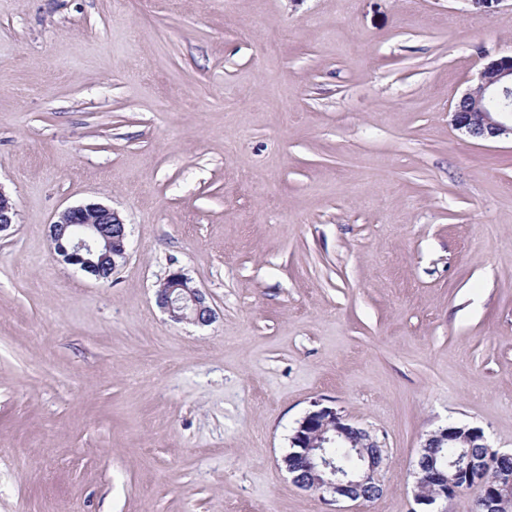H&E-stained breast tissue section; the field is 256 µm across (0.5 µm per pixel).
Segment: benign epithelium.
Here are the masks:
<instances>
[{
  "instance_id": "1",
  "label": "benign epithelium",
  "mask_w": 512,
  "mask_h": 512,
  "mask_svg": "<svg viewBox=\"0 0 512 512\" xmlns=\"http://www.w3.org/2000/svg\"><path fill=\"white\" fill-rule=\"evenodd\" d=\"M512 110V55L489 60L479 72L477 84L463 93L451 113L456 129L480 140L512 136V126L495 114ZM12 199L0 190V233L8 231L16 219ZM49 237L56 259L97 280L107 266L117 268L127 257L128 231L112 208L89 202L63 210L49 225ZM157 305L178 322L200 326L216 319L204 293L192 285L181 270L171 271L156 291ZM472 445L480 442L483 451L468 455L462 466L448 473V461L435 453L448 442ZM327 448H353L360 468L347 473L337 467ZM381 442L366 427L359 426L332 407L311 410L297 422L290 437V452L282 464L295 486L328 495L331 501H368L380 495L377 472L383 464ZM505 453L488 443L479 427L448 426L425 438L414 472L415 504L412 512H445L435 506L458 494L475 489L482 512H512V472L499 469L495 461Z\"/></svg>"
}]
</instances>
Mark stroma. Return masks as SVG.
Wrapping results in <instances>:
<instances>
[{
	"instance_id": "1",
	"label": "stroma",
	"mask_w": 512,
	"mask_h": 512,
	"mask_svg": "<svg viewBox=\"0 0 512 512\" xmlns=\"http://www.w3.org/2000/svg\"><path fill=\"white\" fill-rule=\"evenodd\" d=\"M512 0H0V512H334L281 458L314 404L383 441L512 453V140L450 108ZM97 200L96 281L48 226ZM185 272L216 319L172 321ZM49 237L56 259L103 280L105 266L114 271L127 257L128 231L112 208L89 202L63 210L49 224Z\"/></svg>"
}]
</instances>
